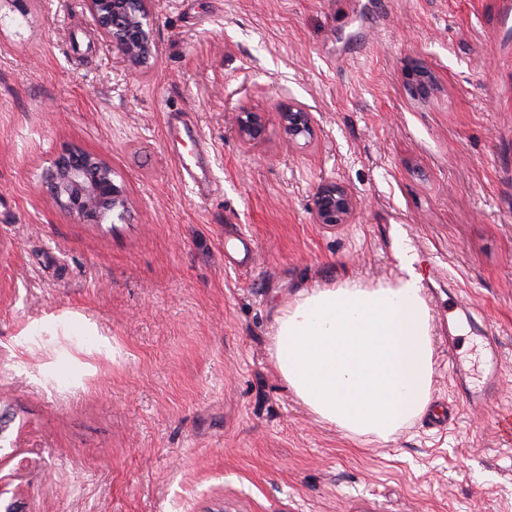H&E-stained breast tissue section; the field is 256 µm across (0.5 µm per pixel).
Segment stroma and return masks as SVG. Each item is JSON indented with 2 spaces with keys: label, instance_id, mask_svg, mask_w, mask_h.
Segmentation results:
<instances>
[{
  "label": "stroma",
  "instance_id": "stroma-1",
  "mask_svg": "<svg viewBox=\"0 0 512 512\" xmlns=\"http://www.w3.org/2000/svg\"><path fill=\"white\" fill-rule=\"evenodd\" d=\"M160 57L134 66L85 0H0V504L17 512H512V0H151ZM420 58L439 90L411 100ZM312 133L287 146L279 113ZM264 112L246 146L235 115ZM205 143L184 178L169 118ZM103 155L123 218L44 190L63 147ZM365 203L314 220L322 183ZM257 249L249 273L225 251ZM432 314L428 416L386 444L320 422L274 365L304 288L400 275ZM449 327L453 346L439 335ZM503 369L489 376L488 338ZM491 408H468L448 364ZM279 122L283 139L288 145L297 143L300 138H306L312 128L311 113L298 104L282 109ZM193 136L188 125L171 123L168 127L166 148L168 153L178 160L181 173L194 182L200 189H210L207 172L198 163L197 158H186L182 153V142Z\"/></svg>",
  "mask_w": 512,
  "mask_h": 512
}]
</instances>
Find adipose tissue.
<instances>
[{
    "label": "adipose tissue",
    "mask_w": 512,
    "mask_h": 512,
    "mask_svg": "<svg viewBox=\"0 0 512 512\" xmlns=\"http://www.w3.org/2000/svg\"><path fill=\"white\" fill-rule=\"evenodd\" d=\"M395 281L298 293L275 319L271 356L318 420L388 443L432 403L431 310L414 259Z\"/></svg>",
    "instance_id": "ef3b65f1"
}]
</instances>
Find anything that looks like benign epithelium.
Returning a JSON list of instances; mask_svg holds the SVG:
<instances>
[{
  "label": "benign epithelium",
  "instance_id": "benign-epithelium-1",
  "mask_svg": "<svg viewBox=\"0 0 512 512\" xmlns=\"http://www.w3.org/2000/svg\"><path fill=\"white\" fill-rule=\"evenodd\" d=\"M149 0H86L98 30L135 65L158 59L159 46ZM406 89L411 99L424 100L438 90L422 61L405 67ZM283 139L294 144L307 137L312 116L301 105H290L279 112ZM267 119L263 112L244 110L236 119V129L245 145L264 139ZM47 192L66 212L100 222L109 214L124 215L128 205L126 191L112 176L111 166L100 154L80 148H67L58 154L46 181ZM362 202L344 185L335 181L317 191L315 222L326 226L353 223Z\"/></svg>",
  "mask_w": 512,
  "mask_h": 512
}]
</instances>
